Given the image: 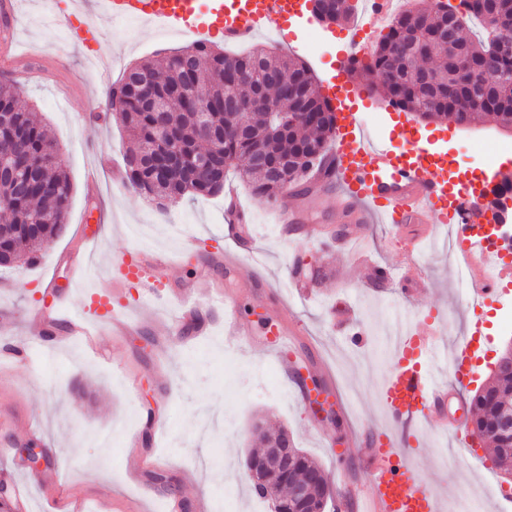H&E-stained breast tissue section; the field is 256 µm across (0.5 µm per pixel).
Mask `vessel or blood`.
<instances>
[{
	"instance_id": "vessel-or-blood-1",
	"label": "vessel or blood",
	"mask_w": 512,
	"mask_h": 512,
	"mask_svg": "<svg viewBox=\"0 0 512 512\" xmlns=\"http://www.w3.org/2000/svg\"><path fill=\"white\" fill-rule=\"evenodd\" d=\"M391 0H376L350 36L347 49L336 62L335 72L324 88L336 114L335 147L332 151V181L345 203L343 219L358 224L371 217L402 231L404 225L422 224L427 231L449 226L462 245L463 264L457 275L469 282V297L475 306L463 336L452 347L453 382L427 372L416 354L442 358V328L435 321L411 323L410 332L392 351V368L381 393L388 420L393 427L415 418L430 429L450 433L463 451H470L480 436L470 426V409L450 412L456 388L466 386L484 338L482 307L488 298L487 277L512 283V264L492 261L487 248L483 221L486 202L481 185L467 178L448 180L446 153L427 150L417 132L401 127L399 137L406 148L396 153L386 143L373 140L358 118L364 99L349 72L351 58L369 57L377 35L384 29ZM96 20H87L76 0H71L61 18L78 26L87 36H95L98 20L136 18L160 25L199 40L220 39L234 44L253 41L272 32L291 41L298 20L308 11V0H95ZM246 213L236 196L224 206V222L229 237L241 235ZM115 287L138 280L144 295L177 304L167 324L169 332H180L200 317L203 308L220 307L230 325L229 335L238 343L250 342L253 328L237 311L222 289L201 296L193 288L169 289L161 271L164 256L149 252H126L115 256ZM49 295L43 307L35 309L30 320L29 345L56 352L69 345L74 336H97L102 321L124 332L135 324L125 315L113 312L111 297H104L101 310L75 309L70 290L47 286ZM276 352L282 373L298 401L308 396L306 387L295 377L288 355L293 339L286 330L267 332L260 340ZM391 431L367 430L355 454V461L367 477L366 489H357L346 474H338L337 512H438L436 487L424 481L413 467L409 453Z\"/></svg>"
}]
</instances>
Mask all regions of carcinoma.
I'll list each match as a JSON object with an SVG mask.
<instances>
[{
    "label": "carcinoma",
    "mask_w": 512,
    "mask_h": 512,
    "mask_svg": "<svg viewBox=\"0 0 512 512\" xmlns=\"http://www.w3.org/2000/svg\"><path fill=\"white\" fill-rule=\"evenodd\" d=\"M312 12L342 25L354 18L350 0H311ZM512 15V0H460L452 10L438 3L426 8L413 4L394 22L371 54V63L350 61L352 73L370 77L369 90H379L389 105L422 120L469 125L492 117L512 123V54H501L498 40L512 41V28L503 35L496 18ZM492 30L494 37L472 33L473 22ZM478 66V81L486 86L481 102L459 75L460 59ZM127 98L119 119L129 135L123 172L144 197L173 204L196 196L224 191L229 168L238 170L262 202L275 203L286 185H299L320 168L336 131L335 112L309 66L266 48L234 55L196 43L126 70L112 84ZM241 112H228L234 102ZM224 134L223 147L205 170H190L178 179L151 177L160 156L179 147L200 156L212 134ZM7 144L24 166L29 188L17 192L8 171L0 173V267L39 260L45 245L60 235L72 197L70 178L63 166L50 162L57 152L42 120L23 106L14 85L0 82V142ZM512 350H505L491 378L472 398V422L493 445L495 464L512 475ZM260 445L246 461L257 466L267 449H294L288 474L268 472L262 483L250 482L264 501L278 495L280 512H325L336 496V485L324 469L296 447L288 430L269 432L255 426ZM311 486L304 501L289 497V485Z\"/></svg>",
    "instance_id": "1"
}]
</instances>
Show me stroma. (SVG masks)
<instances>
[{"instance_id":"35a3bbf8","label":"stroma","mask_w":512,"mask_h":512,"mask_svg":"<svg viewBox=\"0 0 512 512\" xmlns=\"http://www.w3.org/2000/svg\"><path fill=\"white\" fill-rule=\"evenodd\" d=\"M12 2L14 51L9 64L0 65V79L12 80L22 101L38 112L60 150L73 194L65 230L41 258L32 265L0 268V346L22 348L20 355L0 361V479L28 484L26 512H51L44 491L57 485L82 499L86 512H162L164 492L149 478L135 480L121 466V452L133 435L135 452L156 457L159 469L178 480L181 512H198L203 498L213 505L226 500V512H259L261 503L247 485L245 460L253 446L250 429L261 421L284 426L297 448L325 471L335 469L332 447H356L366 427L386 425L380 390L392 361L380 341L386 330L400 326L403 306L393 285L365 284L363 271L346 253L309 235L313 226H337L341 200L334 195L320 201L295 196L294 204L306 212L307 221L287 237L273 206L259 201L237 175H229L226 189L235 192L249 214L261 280L253 285L242 271L224 272L214 261L235 248L224 237V195L182 201L159 212L114 174L127 146L120 120L110 114L97 118L86 106L88 96L105 95L97 75L102 61H114L112 74L117 77L125 66L148 60L158 50L191 46L192 38L139 21H104L95 40L88 42L80 29L59 23L51 0ZM351 32L348 25L327 28L311 20L294 43L264 33L255 44L305 62L323 85L334 73L338 37ZM367 98L379 117L371 129L374 136L397 147L398 126L415 128L429 138L431 148L456 158L460 173L470 169L471 146L488 154L512 146V132L491 120L452 124L443 132L438 123L395 110L377 93ZM98 153L110 163L101 167L93 184L87 173ZM190 236L196 247L182 254L180 242ZM446 238L442 228L418 245L426 254L421 265L429 285L417 289L413 311L419 319L439 316L443 341L449 345L460 336L468 315L466 284L452 279L443 254ZM85 249L97 260L80 282H72V261ZM136 249L166 256L164 277L174 286L192 285L206 294L212 283H219L236 296L257 334H264L274 321L299 323L304 333L297 371L317 379L331 374L345 405L335 406L333 417L319 418L297 404L273 354L259 346L229 350L223 310L206 315L204 335L196 343L190 334L167 333L173 307L132 288L113 298L112 307L145 320V327L126 336L101 337L98 353H90L79 340L56 357L27 346L24 316L43 303L46 275L55 274L58 287H73L78 307L91 295L112 289L108 258ZM296 256L322 272L306 292L288 281V266ZM511 306L512 290H506L484 311L490 342L474 385L489 379L504 346L512 343V325L504 318ZM344 310L350 312L353 328L366 331V345L350 349L343 333L335 330L334 318ZM145 409L156 411L163 422L160 431L143 425ZM398 438L413 447L421 476L445 488L442 512H462L467 492L477 493L479 512H497L495 489L504 478L489 444H479L471 457L448 437L414 421L399 425ZM31 441L49 448L51 455L36 470L20 453L21 445ZM446 452L456 457L450 471L438 463Z\"/></svg>"}]
</instances>
